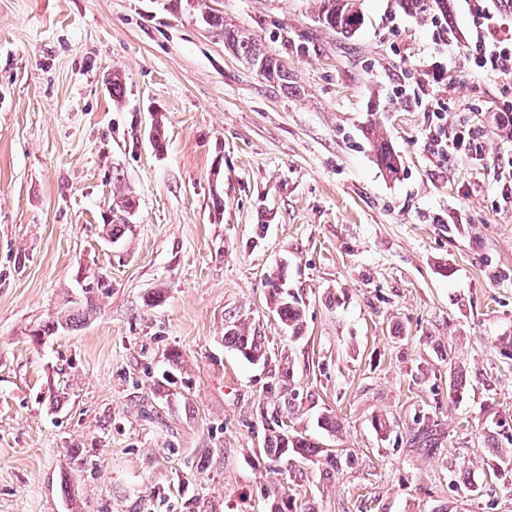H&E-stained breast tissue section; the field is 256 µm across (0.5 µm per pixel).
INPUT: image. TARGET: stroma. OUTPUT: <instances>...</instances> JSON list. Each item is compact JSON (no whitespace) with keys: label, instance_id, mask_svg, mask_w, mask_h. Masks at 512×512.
I'll use <instances>...</instances> for the list:
<instances>
[{"label":"stroma","instance_id":"1","mask_svg":"<svg viewBox=\"0 0 512 512\" xmlns=\"http://www.w3.org/2000/svg\"><path fill=\"white\" fill-rule=\"evenodd\" d=\"M361 2L344 40L315 26L317 0H0V512H512V471L491 470L512 437L494 172L512 139L490 114L512 92L449 70L432 0ZM207 8L260 38L288 89L225 50ZM408 70L443 75L449 123L473 122L491 164L433 153L392 92ZM233 324L261 330L267 363L225 345ZM283 373L309 460L266 451ZM424 426L438 446L410 448ZM366 135L381 169L388 175L397 174L400 164L399 157L396 152L391 149L379 119L373 118L368 121ZM273 293L272 299L276 303V314L279 320L288 326L293 333L298 332L301 329L302 313L297 306V300L294 296L280 291V288L277 286L273 288Z\"/></svg>","mask_w":512,"mask_h":512}]
</instances>
